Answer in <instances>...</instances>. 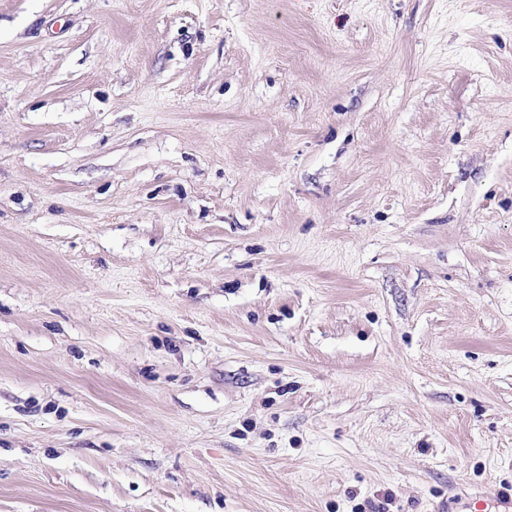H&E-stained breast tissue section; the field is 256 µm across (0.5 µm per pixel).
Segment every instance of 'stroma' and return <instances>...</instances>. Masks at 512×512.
<instances>
[{
	"instance_id": "stroma-1",
	"label": "stroma",
	"mask_w": 512,
	"mask_h": 512,
	"mask_svg": "<svg viewBox=\"0 0 512 512\" xmlns=\"http://www.w3.org/2000/svg\"><path fill=\"white\" fill-rule=\"evenodd\" d=\"M512 495V0H0V512Z\"/></svg>"
}]
</instances>
